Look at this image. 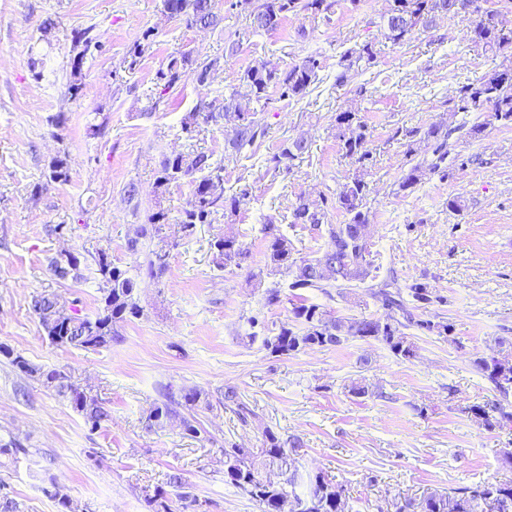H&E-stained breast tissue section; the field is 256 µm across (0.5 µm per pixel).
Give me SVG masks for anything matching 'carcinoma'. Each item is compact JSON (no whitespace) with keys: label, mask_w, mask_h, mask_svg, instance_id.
<instances>
[{"label":"carcinoma","mask_w":512,"mask_h":512,"mask_svg":"<svg viewBox=\"0 0 512 512\" xmlns=\"http://www.w3.org/2000/svg\"><path fill=\"white\" fill-rule=\"evenodd\" d=\"M392 5L386 17V37L394 44H403L417 32L427 31L436 17L456 16L468 13L475 16L474 24L479 27L474 43L491 50L512 54V30L506 31L496 22L492 10H483L479 0H391ZM166 12L183 20L189 27L216 28L223 17L214 12L212 0H163ZM330 5L326 0H265L254 8L249 17L256 30L276 29L288 13L295 11H326ZM73 54L70 58V76L67 93L72 98L81 95V81L84 60L89 49L97 45L92 29L76 32L72 38ZM375 53L369 44L361 45L345 54L347 67L360 63H371ZM214 64L192 56V52H178L171 56L166 68L156 75V100L160 101L174 91L175 86L187 73L210 69ZM322 62L317 55L304 57L284 68L279 64H265L247 70L242 82L246 92L232 91L229 95L209 101L200 100L188 112L181 125L182 131L193 137L198 125L224 121L233 123L227 147L235 153L254 146L263 135L255 115L257 109L268 105V90L276 91L281 100L304 97L315 82ZM258 104L259 108L252 107ZM455 112H487L489 120L476 121L471 125L456 126L432 124L426 128H415L405 132L409 139V151L414 145L424 144L423 157L411 166L398 182V191L411 192L426 177H446L454 168H463L480 160L479 155L466 156L455 150L450 143L452 135L460 133L470 140L478 139L486 127L494 122L505 128H512V65H500L491 69L475 83H465L458 89L453 107ZM336 128L345 156L359 165L348 181L339 185L331 196L323 197V207L314 209L308 200L300 197L291 206L289 226H309L324 230L327 237L324 251L316 257L300 255L295 241L284 234L275 224H265L261 232L267 241L264 268L250 272L253 280L263 277L287 275L292 278L291 288H311L323 293L329 288L338 291L351 286L353 282L366 283L375 280L379 266L375 264L368 242L362 230L369 224L370 210L367 206L370 188L364 179L365 162L369 159L366 143L369 136L367 125L351 111L336 113ZM307 148L306 142L296 139L282 146L272 156V161H294ZM49 179L54 183L69 181L67 159L53 158L49 164ZM185 180L191 186L190 197L180 211L178 224L182 233L190 236L199 224H211L218 210L235 212L240 198L247 195L243 189L240 196L224 197L212 192L214 180H224V163L213 159V154L199 152L193 156H166L160 163L156 189L162 190L172 181ZM336 209L346 216L344 224L328 223V212ZM168 213L159 207L150 212L146 223L141 225L136 237L128 240L127 251L135 256L131 268H122L114 263L101 247L90 256L77 252L72 256L76 273L72 278L81 277V265L91 262V270L98 280L101 293L99 305L92 314H83L74 306L66 307L53 291H42L33 296L31 308L51 344L62 348L96 351L106 348L119 339L121 323L140 313L138 285L141 274L153 280H160L168 270L169 252L158 247L144 251L140 239L160 236L167 224ZM212 262L216 269L243 268L246 254L238 247L233 237L217 235L210 241ZM371 296L379 298L387 307L385 319L370 317L339 318L324 310L320 305L296 295L292 303L291 317L275 328H264V336L248 334V340L261 339L262 346L270 354L290 356L304 349L337 347L344 342L361 340L378 341L386 345L398 359L409 360L415 356V346L408 340L405 330L414 328L436 336L451 337L453 324L440 319H421L414 311L426 309L444 299L436 296L423 283H414L407 292L389 281H380L368 286ZM497 354L478 357L473 360L474 369L486 378L495 392L494 399L468 409L488 429L512 424V339L498 337ZM0 353L11 358V364L23 373L42 379L46 387L68 402L81 414L92 431L98 430L110 419L109 410L99 400L86 393L70 381L60 369L43 371L21 355H16L0 344ZM224 407L233 409L242 422H247L253 411L242 401L233 387L224 390ZM213 404L209 395L198 388L162 393V399L155 403L144 418L145 429L152 431L163 428L174 420L179 423L182 434L200 438L196 414L210 411ZM304 441L298 435L286 437L270 428L264 430L258 448H244L226 441L220 448L224 465V483L236 488L242 495L255 502L260 512H280L282 500L290 498L298 503V512H350L341 488L322 472L302 474L299 459ZM169 486L178 489L176 496L181 512H198L199 499L186 490L187 483L181 474L169 476ZM168 491L157 487L145 495V501L155 506L154 512H170ZM0 512H21L20 504L9 490V484L0 478ZM395 512H512V481L483 482L474 487L456 488L448 493H430L415 503L408 500L396 506Z\"/></svg>","instance_id":"cac0c4a2"}]
</instances>
